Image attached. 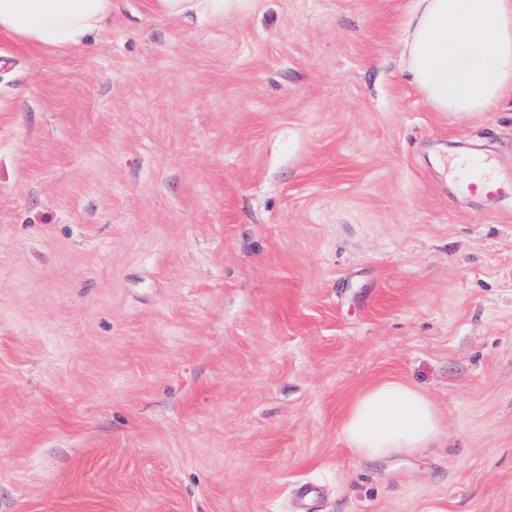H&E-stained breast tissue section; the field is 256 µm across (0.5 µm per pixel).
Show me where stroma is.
<instances>
[{"instance_id": "1", "label": "stroma", "mask_w": 512, "mask_h": 512, "mask_svg": "<svg viewBox=\"0 0 512 512\" xmlns=\"http://www.w3.org/2000/svg\"><path fill=\"white\" fill-rule=\"evenodd\" d=\"M408 3L0 36V512H512V99L432 111ZM383 380L441 447L355 456ZM489 160V158L476 159L474 162H472L470 171L462 174V183L467 187L469 191H476L481 185L487 189L486 195L497 193L500 190L498 183L496 185L488 186L490 183L489 178L486 175L485 164L489 163Z\"/></svg>"}]
</instances>
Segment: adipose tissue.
<instances>
[{
    "mask_svg": "<svg viewBox=\"0 0 512 512\" xmlns=\"http://www.w3.org/2000/svg\"><path fill=\"white\" fill-rule=\"evenodd\" d=\"M164 16L189 10L221 16L256 0H152ZM112 0H0V36L21 45L81 47L103 30ZM401 64L433 111L489 112L512 97V0H411ZM363 461L410 456L438 446L440 414L419 388L383 381L361 393L340 426Z\"/></svg>",
    "mask_w": 512,
    "mask_h": 512,
    "instance_id": "obj_1",
    "label": "adipose tissue"
}]
</instances>
